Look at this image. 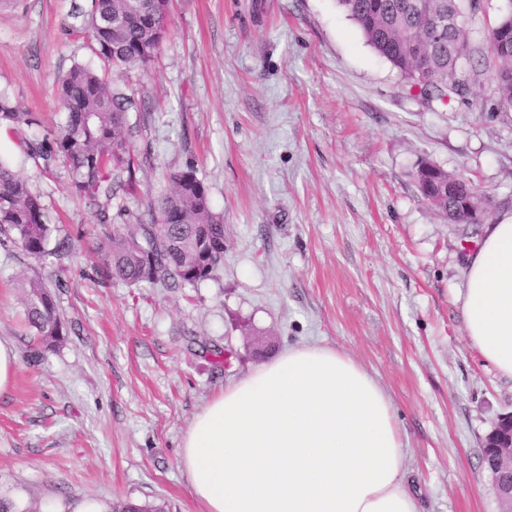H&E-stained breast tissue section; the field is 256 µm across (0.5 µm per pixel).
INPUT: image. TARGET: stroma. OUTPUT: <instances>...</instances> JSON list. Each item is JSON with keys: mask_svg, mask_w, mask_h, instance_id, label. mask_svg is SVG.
Wrapping results in <instances>:
<instances>
[{"mask_svg": "<svg viewBox=\"0 0 512 512\" xmlns=\"http://www.w3.org/2000/svg\"><path fill=\"white\" fill-rule=\"evenodd\" d=\"M506 0L462 22L490 55ZM91 0L0 8V91L53 137L65 120L55 83L100 61L76 16ZM135 96L126 133L134 194L101 221L0 134V160L40 194L55 231L36 259L0 243V337L19 365L0 394V497L17 512H63L87 498L198 512L178 467L181 437L224 384L301 346L335 348L389 392L406 436L403 475L419 512H501L481 461L512 413V379L471 346L458 299L483 225L451 224L418 192L429 162L480 184L489 220L512 213V112L489 77L466 98L424 104L367 44L336 0H173L144 67L114 70ZM194 168L224 218V264L195 286L108 278L95 248L170 172ZM51 289L67 339L33 349L20 275Z\"/></svg>", "mask_w": 512, "mask_h": 512, "instance_id": "obj_1", "label": "stroma"}]
</instances>
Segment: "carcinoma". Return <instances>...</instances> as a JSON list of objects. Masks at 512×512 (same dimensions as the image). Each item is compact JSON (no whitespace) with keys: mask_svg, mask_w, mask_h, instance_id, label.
I'll list each match as a JSON object with an SVG mask.
<instances>
[{"mask_svg":"<svg viewBox=\"0 0 512 512\" xmlns=\"http://www.w3.org/2000/svg\"><path fill=\"white\" fill-rule=\"evenodd\" d=\"M378 56L389 62L426 103L463 96L468 78L482 74L483 63L474 60L463 27H450L431 45L430 56L415 59L413 43L430 36L429 13L421 0H337ZM170 0H92V10L81 21L82 30L103 62V69L76 63L57 83V101L65 122L51 139L27 141L26 155L44 170L58 158L70 169L68 189L98 207L102 221L107 206L125 184L132 182L135 158L124 134L126 114L137 101L114 87L107 71L145 67L167 32ZM491 79L498 104L512 109V0H508L492 28ZM0 123L16 132L32 125L30 114L0 92ZM127 179H122V175ZM459 181V199L438 191L440 180ZM413 180L424 200L450 221L468 223L461 201L477 200L478 188L460 175L447 174L429 164L418 166ZM169 189L148 198L157 215L150 224H122L106 235L102 244L109 278L127 284L195 285L215 276L224 262V224L210 203L208 190L187 169L169 176ZM54 225L48 222L40 196L10 167L0 163V241L17 243L34 258L48 255ZM28 325L40 344L52 348L66 340L67 330L57 313L52 293L36 275L21 278ZM112 512H165L162 505L128 501L113 505Z\"/></svg>","mask_w":512,"mask_h":512,"instance_id":"cac0c4a2","label":"carcinoma"}]
</instances>
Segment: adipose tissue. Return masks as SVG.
<instances>
[{
	"instance_id": "adipose-tissue-1",
	"label": "adipose tissue",
	"mask_w": 512,
	"mask_h": 512,
	"mask_svg": "<svg viewBox=\"0 0 512 512\" xmlns=\"http://www.w3.org/2000/svg\"><path fill=\"white\" fill-rule=\"evenodd\" d=\"M472 346L512 378V215L488 224L463 270ZM388 391L324 346L292 347L195 415L178 466L200 512H418Z\"/></svg>"
}]
</instances>
